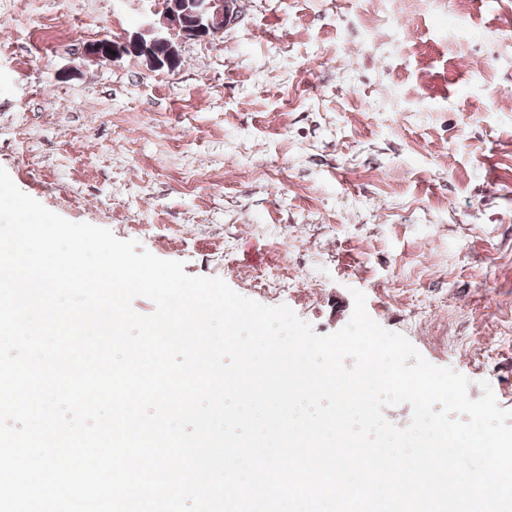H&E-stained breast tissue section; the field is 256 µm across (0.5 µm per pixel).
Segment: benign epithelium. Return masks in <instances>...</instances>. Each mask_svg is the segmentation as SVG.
I'll use <instances>...</instances> for the list:
<instances>
[{"label": "benign epithelium", "mask_w": 512, "mask_h": 512, "mask_svg": "<svg viewBox=\"0 0 512 512\" xmlns=\"http://www.w3.org/2000/svg\"><path fill=\"white\" fill-rule=\"evenodd\" d=\"M241 0H157L159 18L130 35L103 37L90 44L86 53L97 57L104 50L121 59L131 52L144 59L152 70L170 65L180 54L185 40L208 41L223 33L239 18Z\"/></svg>", "instance_id": "obj_1"}]
</instances>
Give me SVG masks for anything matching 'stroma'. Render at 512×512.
Listing matches in <instances>:
<instances>
[{
	"mask_svg": "<svg viewBox=\"0 0 512 512\" xmlns=\"http://www.w3.org/2000/svg\"><path fill=\"white\" fill-rule=\"evenodd\" d=\"M242 5L171 73L84 53L155 0H0V168L316 334L360 290L512 410V0Z\"/></svg>",
	"mask_w": 512,
	"mask_h": 512,
	"instance_id": "stroma-1",
	"label": "stroma"
}]
</instances>
